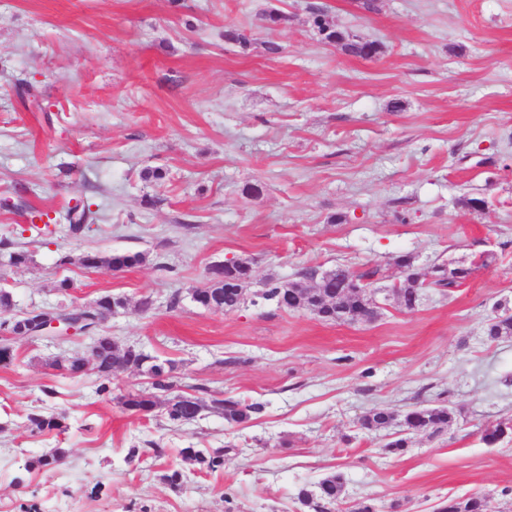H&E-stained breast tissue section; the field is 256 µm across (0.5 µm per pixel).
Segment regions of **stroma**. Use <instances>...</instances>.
<instances>
[{
	"mask_svg": "<svg viewBox=\"0 0 512 512\" xmlns=\"http://www.w3.org/2000/svg\"><path fill=\"white\" fill-rule=\"evenodd\" d=\"M363 3L280 0L288 20L270 25L258 19L267 0H0V287L12 295L0 323L123 295L100 334L173 361L176 391L264 406L239 425L207 409L177 426L163 408L120 404L149 389L135 369L102 393L94 371L53 367L88 355L89 334L11 339L0 512H304L298 489L334 472L340 512L365 499L434 512L477 494L512 512V433L482 440L512 421V340L482 333L512 312V0ZM317 9L379 53L325 41ZM230 27L248 48L225 41ZM28 82L39 108L19 101ZM154 169L163 180L146 178ZM250 184L261 193L245 195ZM82 201L97 222L76 238L66 210ZM35 210L51 234L32 227ZM20 250L30 261L13 265ZM91 252L147 260L88 268ZM484 253L492 261L478 264ZM404 254L424 272L472 274L408 311L391 295ZM235 259L251 264L253 293L306 268L375 271L380 314L343 324L265 302L194 303L210 268ZM64 278L72 288L57 291ZM439 402L455 407L453 425L397 454L359 428L376 408ZM33 413L64 414L66 427L32 433ZM58 447L55 468L35 467ZM187 447L223 450L224 464L208 471L182 458ZM171 468L180 489L164 479Z\"/></svg>",
	"mask_w": 512,
	"mask_h": 512,
	"instance_id": "35a3bbf8",
	"label": "stroma"
}]
</instances>
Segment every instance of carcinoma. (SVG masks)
Segmentation results:
<instances>
[{
  "label": "carcinoma",
  "instance_id": "1",
  "mask_svg": "<svg viewBox=\"0 0 512 512\" xmlns=\"http://www.w3.org/2000/svg\"><path fill=\"white\" fill-rule=\"evenodd\" d=\"M313 24L318 30L327 31L325 40L336 43L354 56L370 58L378 52V47L371 41L349 40L326 19L321 11L314 13ZM69 221L68 231L81 237L92 231L94 223L93 211L90 204H77L67 210ZM96 265L108 266L114 270H123L146 261V255L136 253L93 254ZM396 265L411 274L409 278H400L391 288L401 307L413 310L417 307L423 290L436 288L440 291L459 287L470 275L472 269L465 267L449 268L445 265H435L426 273L415 268L414 258L410 255H401ZM376 272L356 273L344 264L326 271V275L319 278L318 287L307 284L309 274L304 279L288 282V308L303 310H319L322 319L327 322L334 321L336 311L345 310L349 313V321H371L378 315L379 306L375 304L372 289V278ZM251 279L250 267L240 261L233 262L224 268V279H210L202 288L194 291L196 302L206 308H214L225 312L234 311L246 302V293L236 288V282ZM127 298L122 295L107 294L96 301L97 308L104 315L111 314L116 309L126 307ZM485 335L489 341H501L512 338V315H494L485 324ZM96 358L102 365L120 371L133 366L145 371L146 356L132 354L127 347L103 336L99 340ZM150 391L140 395L129 394L124 397L123 404L132 411H137L147 404L150 408L159 405L165 407L169 421L177 425L190 422L192 412L188 404L175 401L177 393L174 391L172 376L158 370L148 377ZM185 398L194 400L217 410L229 424L248 422L252 416L263 411V404L259 402L245 403L233 398L210 397L205 399L187 394ZM455 420V410L444 403L418 406L404 415L398 417L386 409L370 411L360 422V429L368 434L381 431L387 432L388 439L384 447L390 452H400L408 447L410 436L423 432L432 435L442 432L450 427ZM31 430L44 432L63 428V418L60 416H46L35 413L28 416ZM180 453L192 458L208 470L214 471L224 462L223 453L216 451L206 455L200 450L183 448ZM345 482L340 473H331L323 478L317 490L312 492L303 487L297 493L299 503L311 509V512H332L338 506L344 494ZM456 504L462 507L460 512H495L491 501L485 496L449 497L437 504L436 512H448V505Z\"/></svg>",
  "mask_w": 512,
  "mask_h": 512
}]
</instances>
